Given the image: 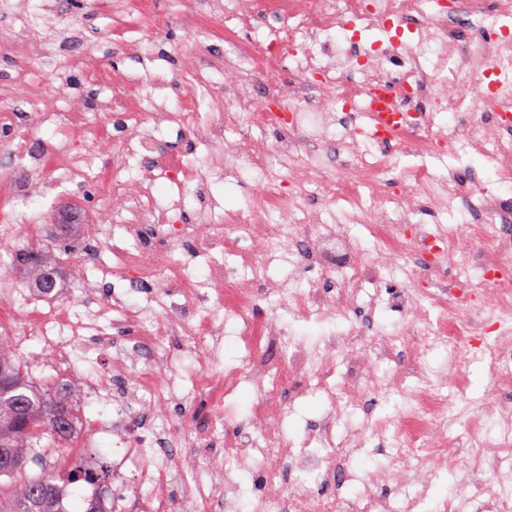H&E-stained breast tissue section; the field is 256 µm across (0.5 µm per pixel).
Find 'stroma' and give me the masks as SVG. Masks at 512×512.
<instances>
[{
	"label": "stroma",
	"instance_id": "obj_1",
	"mask_svg": "<svg viewBox=\"0 0 512 512\" xmlns=\"http://www.w3.org/2000/svg\"><path fill=\"white\" fill-rule=\"evenodd\" d=\"M178 0H153L150 16L138 14L127 0H0V28L28 23L36 33L25 56L0 49V113L14 118L13 126L0 127V174L13 176L17 170L13 158V128L28 126V148L33 153L51 156L64 150L90 146L102 134H127L122 117L124 110L118 102L121 90L94 83L91 73L72 66L71 60L94 51L109 68L139 74L137 87L141 112H151L154 105L166 103L169 111L181 109L174 93L158 86L157 75H165L177 84H191L196 67H204L209 86L197 94V111L202 121H213L218 104L224 99V77L219 64L224 59L222 36L206 30L190 31L180 21ZM27 67L26 83H18L20 67ZM52 99L55 111L64 113L80 110L86 114L81 132H72L60 121L43 123L33 114L31 91ZM104 101L114 102L113 111H99ZM162 148L182 157L192 168L207 170L202 182L175 184L157 177L151 191L160 205L179 201L176 213L180 222L192 223L200 205H207L210 223L220 224L228 212L247 211L259 183L250 167H243L240 178L226 179L211 171V148L198 142L195 149L185 151L183 138L170 127L155 133ZM438 175L454 172L460 181L477 178V190L512 199V184L500 183L496 169L483 154L466 147L455 148L445 156L427 161ZM108 153L96 155L86 167L84 177L64 180L52 194L32 195L19 201L0 200V225H17L19 232L33 244H52L58 260L53 268L55 292L69 295L70 272L74 265L83 264L87 275L98 283V294L112 295L111 278L101 274L111 256L102 245L81 238L76 230L80 224L101 225L111 233L119 218L112 213L107 192L97 183L100 170L111 168ZM39 309L24 303L0 306V328L15 334L24 332L28 340L17 353L28 372L37 380L59 383L66 376L47 368L38 337L36 321ZM83 427L79 438L68 442L55 452L56 458L75 459L81 456L85 442L91 440L112 420V404L93 400L84 404Z\"/></svg>",
	"mask_w": 512,
	"mask_h": 512
}]
</instances>
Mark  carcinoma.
<instances>
[{"label":"carcinoma","mask_w":512,"mask_h":512,"mask_svg":"<svg viewBox=\"0 0 512 512\" xmlns=\"http://www.w3.org/2000/svg\"><path fill=\"white\" fill-rule=\"evenodd\" d=\"M15 255L19 264L33 271L43 293L54 290L55 281L49 279L50 255L20 248L15 249ZM0 378V448L42 468L40 475L25 477L24 467L0 459V478L11 481L8 502L0 500V512H62L61 501L68 496L70 486L111 481V465L104 458L93 466L76 460L64 476L56 474L47 462L52 446L79 434L72 417L73 381L61 382L52 390L35 386L20 364L12 339L2 335Z\"/></svg>","instance_id":"cac0c4a2"}]
</instances>
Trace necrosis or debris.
Instances as JSON below:
<instances>
[{
	"instance_id": "necrosis-or-debris-1",
	"label": "necrosis or debris",
	"mask_w": 512,
	"mask_h": 512,
	"mask_svg": "<svg viewBox=\"0 0 512 512\" xmlns=\"http://www.w3.org/2000/svg\"><path fill=\"white\" fill-rule=\"evenodd\" d=\"M287 23L267 29L263 42H240L235 25L264 28L270 14ZM512 16V0H459L444 9L439 0H214L207 12L184 0L182 17L197 29L219 24L224 51L225 108L216 122H196L195 92H177L179 113L157 107L142 115L134 106L138 79L112 78L95 65L97 80L118 81L124 89L125 117L139 133L136 141L112 143V167L100 180L112 191V206L125 213L120 237H103L99 225L82 230L105 238L113 257L112 285L122 292L150 285L164 298L162 311L116 307L90 297L92 287L81 268L72 271L74 292L87 294L94 315L73 322L68 312L46 314L38 321L45 356L51 366L74 367V355L87 338L96 347L110 344L107 325L133 324L137 336L130 349L144 368L130 371L115 356L107 374L92 377L97 393L112 396L111 512H241L239 477L258 469L263 475L261 512H422L426 489L440 472L460 474L469 492L443 500L435 512H512V398L499 400L496 442H488L483 417L464 393L461 371L441 377L428 370V351L446 348L451 359L485 363L499 392L512 395V203L476 193L452 179H437L427 168L409 171V185L389 203L379 197L401 154L432 155L457 141L469 143L495 165L502 181H512V130L497 114L512 101L486 97L472 112L468 97L490 73L512 70V29L491 15ZM419 27L417 43L398 38L362 44L371 26ZM470 38L458 42L457 27ZM344 33L357 52L345 57L319 51L324 34ZM295 77L280 81L286 59ZM397 59L401 73L396 102L406 114L389 131L395 151H387L378 133L346 123L342 114L359 112L371 92L386 84L385 64ZM428 109H415L417 101ZM458 113L455 124L438 121L441 111ZM177 124L190 140L206 139L223 147L225 177L239 173L242 158L258 169L269 159L292 161L287 183L266 185L248 214H229L221 224H179L156 209L149 184L156 174L177 182L192 172L166 155L154 128ZM274 129V145L251 142L255 130ZM237 139H228V132ZM138 153L147 161L140 180L120 178L122 160ZM325 189L330 202L350 207L348 221L328 224L311 202V185ZM463 200L469 212L464 232L422 224L421 203L442 210L449 198ZM365 223L374 239V262L352 232ZM193 257L206 259V282L189 271ZM288 262L293 274L280 281L269 267ZM406 275L404 288L389 298L409 317L398 333L370 336L381 294L363 299L364 285L383 286L395 271ZM449 273L441 283V273ZM284 300L295 318L343 317L342 334L310 344L288 332L274 317L257 319L259 301ZM239 321L238 338L247 352L242 369H225L220 347L223 315ZM280 357H271L272 349ZM195 366L184 371L185 356ZM257 391L250 432L225 437L223 414L192 427L172 422L169 403L202 400L223 404L241 383ZM327 397V412L299 438L282 425L288 402L308 391ZM402 396L406 412L399 419H364L341 431L347 411L361 410L374 393ZM377 439L388 467L358 477L351 466L357 450ZM201 470L209 482L191 487L188 473ZM315 483L338 487L361 481L362 493L348 500L336 493L317 494Z\"/></svg>"
}]
</instances>
